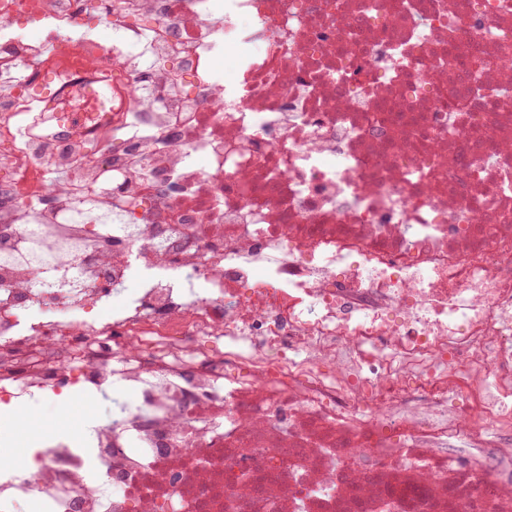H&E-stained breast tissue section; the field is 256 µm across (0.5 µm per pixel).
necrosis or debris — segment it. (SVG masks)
I'll list each match as a JSON object with an SVG mask.
<instances>
[{"instance_id": "4bbe7bcc", "label": "necrosis or debris", "mask_w": 512, "mask_h": 512, "mask_svg": "<svg viewBox=\"0 0 512 512\" xmlns=\"http://www.w3.org/2000/svg\"><path fill=\"white\" fill-rule=\"evenodd\" d=\"M72 385L0 512H512V0H0V402ZM112 398L123 400L125 394L122 390L118 389L109 397L103 399L99 396L88 394L78 399L70 400L66 407L61 409L57 417L49 423H45L41 410L31 404L10 405L11 411L8 414L4 413L2 405L0 419L3 423L15 426L29 424L38 427L39 431L29 433L14 442L16 456H23L25 448L28 449L30 455H33L38 448H28V446L31 444L40 446L44 426H49L53 432L57 433H73L84 429L85 422L88 419L94 420L96 424L112 421L115 409L114 404H112Z\"/></svg>"}]
</instances>
